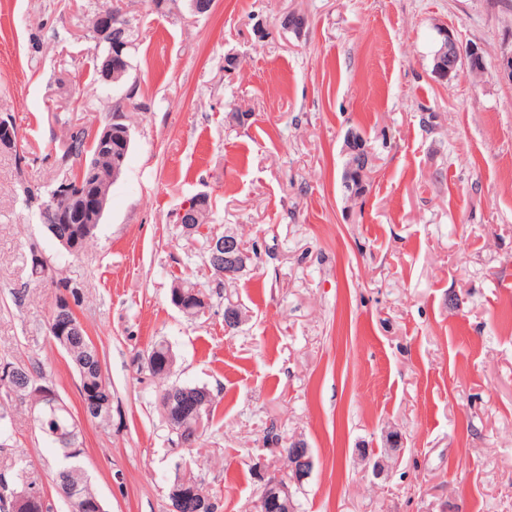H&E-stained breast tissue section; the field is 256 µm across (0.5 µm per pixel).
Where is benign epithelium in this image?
I'll return each instance as SVG.
<instances>
[{"label":"benign epithelium","mask_w":512,"mask_h":512,"mask_svg":"<svg viewBox=\"0 0 512 512\" xmlns=\"http://www.w3.org/2000/svg\"><path fill=\"white\" fill-rule=\"evenodd\" d=\"M98 24L95 29L98 43L108 46V52L103 55L100 64V75L107 82H117L128 73L127 55L130 45H119L111 41V28L121 24V15L108 8L97 15ZM442 46L432 58L433 73L447 80L457 75L463 69L472 68L477 60H483L481 48L470 43H459L453 34L446 30L439 31ZM496 71L498 78L512 85V51L506 52L498 60ZM98 143L104 147L112 146V168L106 174H99V178L109 183L115 181L121 174L127 152L131 144V130L126 122L124 113L117 111L112 113L108 122L95 134ZM20 137L15 123L9 120H0V146L7 150H18ZM343 152L354 154L358 157V163L369 164L371 162V150L367 148L361 139V134L349 131L344 140ZM107 204V194L102 191L92 197L74 196L65 187L58 188L52 193L40 207V217L44 224H70L73 213L77 210L87 213L88 223L98 224L103 216ZM209 208L208 200L202 196L188 201L182 205L177 213V223L181 224L185 232L189 234L202 233L205 225L200 223V215ZM210 260L212 264L224 267L217 275L228 281L237 278L245 269L256 262L258 255L247 251L240 237L232 231L224 232L221 240L210 241ZM242 322V313L239 304L234 301L224 306V331L229 333L239 327ZM31 392L40 396L43 406L39 411L44 412L63 404V400L56 389L39 381L34 382ZM286 455L289 470L292 475L289 481H283L272 476H260L262 483V496L260 504H270L279 512H294V500L291 484H301L313 467V456L306 444L301 440L288 443V447L281 449ZM43 501L38 491H25L15 494L11 501L12 512H36Z\"/></svg>","instance_id":"7a95c632"}]
</instances>
